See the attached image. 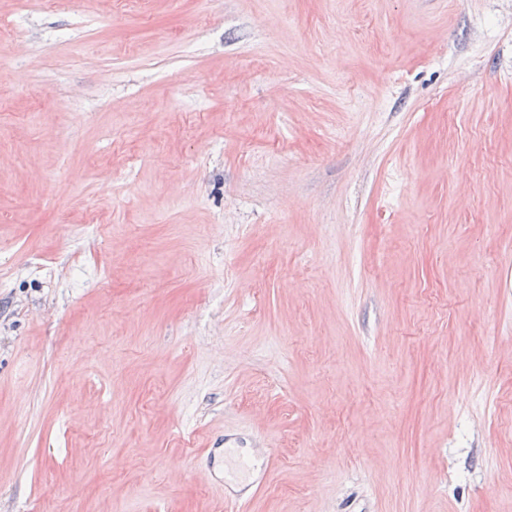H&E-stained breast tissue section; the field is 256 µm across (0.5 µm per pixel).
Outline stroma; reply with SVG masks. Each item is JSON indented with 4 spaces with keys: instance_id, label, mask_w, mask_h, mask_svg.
Listing matches in <instances>:
<instances>
[{
    "instance_id": "stroma-1",
    "label": "stroma",
    "mask_w": 512,
    "mask_h": 512,
    "mask_svg": "<svg viewBox=\"0 0 512 512\" xmlns=\"http://www.w3.org/2000/svg\"><path fill=\"white\" fill-rule=\"evenodd\" d=\"M0 512H512V0H0Z\"/></svg>"
}]
</instances>
